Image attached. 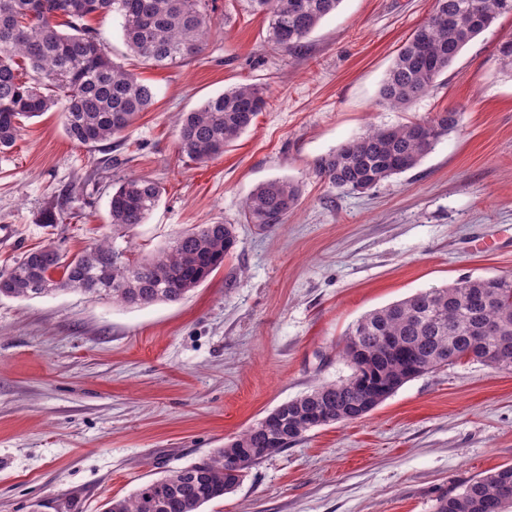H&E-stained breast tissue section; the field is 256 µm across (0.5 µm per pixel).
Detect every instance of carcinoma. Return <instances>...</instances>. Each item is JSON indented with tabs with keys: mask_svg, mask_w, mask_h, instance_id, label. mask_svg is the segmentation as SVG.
Returning a JSON list of instances; mask_svg holds the SVG:
<instances>
[{
	"mask_svg": "<svg viewBox=\"0 0 512 512\" xmlns=\"http://www.w3.org/2000/svg\"><path fill=\"white\" fill-rule=\"evenodd\" d=\"M342 0H249L269 18L268 41L296 52ZM120 18L128 52L154 66L197 58L216 26L214 0H0V154L19 135L18 119L60 109L66 135L93 146L125 132L153 104L151 85L115 62L92 16ZM512 0H435V9L412 33L379 90L381 105L405 110L425 96L461 49L500 16ZM33 72L21 79V65ZM500 70L512 74V39L498 49ZM265 89L242 84L184 112L177 122L178 147L197 163L224 154L264 109ZM459 113L437 112L396 126L372 125L322 157L317 175L340 193L365 194L420 164L457 130ZM160 186L146 178L123 179L109 202L112 236L66 258L47 243L25 252L0 276V296L32 299L60 291L107 296L141 306L175 302L204 282L233 250V224H204L180 233L141 263L116 245L125 230L143 224L157 206ZM300 185L273 179L256 186L243 203L246 222L283 224L297 207ZM357 337L351 341L350 337ZM341 356L349 377L314 387L289 400L222 448L113 498L103 512H201L235 491L253 467L298 442L316 427L369 414L368 397H390L405 383L461 360L512 373V278L461 279L418 292L361 317L348 330ZM235 456L236 472L225 465ZM512 508V465L458 487L437 500L435 512H507Z\"/></svg>",
	"mask_w": 512,
	"mask_h": 512,
	"instance_id": "1",
	"label": "carcinoma"
}]
</instances>
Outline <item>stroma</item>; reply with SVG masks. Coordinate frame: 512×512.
Segmentation results:
<instances>
[{
    "label": "stroma",
    "mask_w": 512,
    "mask_h": 512,
    "mask_svg": "<svg viewBox=\"0 0 512 512\" xmlns=\"http://www.w3.org/2000/svg\"><path fill=\"white\" fill-rule=\"evenodd\" d=\"M435 0H342L300 51L271 49L268 18L216 0L202 56L158 68L128 56L119 19L92 17L114 60L156 93L121 136L82 146L57 110L22 120L0 154V274L55 242L73 255L111 230L112 186L164 192L125 240L135 259L201 224H232L223 266L176 302L138 307L62 292L0 298V512H102L190 465L315 385L346 378L339 351L365 314L465 277L512 276V38L500 16L406 111L379 102L399 49ZM267 104L217 159L178 149L174 116L240 84ZM457 130L366 194L314 172L372 125L444 110ZM301 184L284 224L246 223L260 183ZM56 224H49V216ZM512 464V373L462 360L403 385L367 416L320 427L252 468L203 512H434L437 498Z\"/></svg>",
    "instance_id": "obj_1"
}]
</instances>
